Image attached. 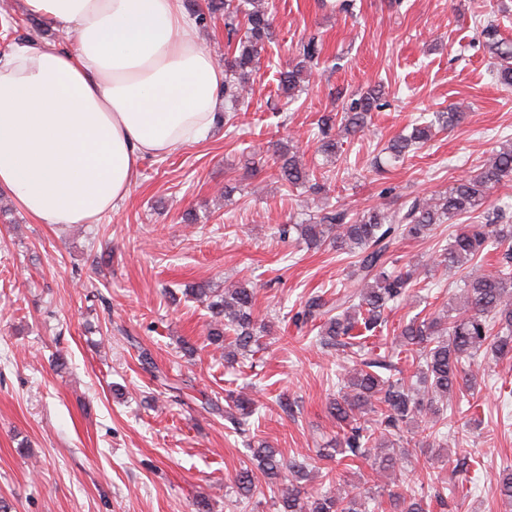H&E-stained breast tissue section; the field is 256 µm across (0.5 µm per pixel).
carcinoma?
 <instances>
[{
  "mask_svg": "<svg viewBox=\"0 0 512 512\" xmlns=\"http://www.w3.org/2000/svg\"><path fill=\"white\" fill-rule=\"evenodd\" d=\"M191 12L198 27L224 17L227 53L224 54V97L238 103L252 73L260 64L262 52L272 40V17L264 0H206L193 4ZM484 47L494 60L493 77L504 91L512 92V40L494 27L484 28ZM324 47L315 36L302 41L288 68L279 71L278 90L288 99L304 90L312 67L319 64ZM384 92L373 87L351 95L343 104L338 130L344 137L365 133L373 113L382 109ZM464 112L454 105L413 125L385 147L388 161L399 162L411 151L430 142L437 134L461 122ZM334 118L324 116L317 126L321 138L317 151L327 160L338 156L343 145L331 134ZM271 176L312 194L326 191L316 171L298 159V151L279 143ZM512 180V142L492 152L475 174L456 180L448 190L429 198L412 197L393 207L388 203L371 206L352 214L340 207H325L322 213L301 224H283L279 236L296 231L298 239L311 248L328 247L354 257L349 278L354 287L336 291L333 303L319 294L310 295L296 313L303 325L314 323L320 344L347 350L363 348L361 340L375 337L387 324L389 304L410 296L420 284L418 266L398 267L390 248L403 240H424L448 221L490 204L495 190ZM500 211L485 224H464L437 255L435 265L459 275V295L448 308L429 316H415L400 327L395 340L412 360L418 361L417 386L394 378L395 365L385 356L358 355L344 374L343 387L329 402V413L342 429L336 447L327 448L323 458L333 454L370 463L371 470L384 481L363 492L341 474L329 479L325 491L306 488L313 466L309 457L299 454L284 458L265 442L251 448L252 463L271 483H280L275 496L276 512H368L367 505H380L377 497L388 495L393 512H430L432 498L424 487L409 489V474L420 461H411L405 452L392 450L394 443L408 441L407 434L422 427L428 438L448 434L454 414L438 416L437 404L458 392L461 398L474 395L476 379L472 365L480 355L501 359L512 355V224L504 222ZM499 254L500 269L482 270L489 251ZM191 294L205 303L212 318L207 340L222 351L224 360L235 362L260 347L268 325L254 315L257 288L249 283L217 293L197 287ZM254 399L239 393L231 398L226 417L242 429L255 411ZM256 485L253 470L237 476L235 493L241 499L253 496Z\"/></svg>",
  "mask_w": 512,
  "mask_h": 512,
  "instance_id": "cac0c4a2",
  "label": "carcinoma"
}]
</instances>
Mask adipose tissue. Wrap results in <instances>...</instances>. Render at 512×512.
<instances>
[{"label": "adipose tissue", "mask_w": 512, "mask_h": 512, "mask_svg": "<svg viewBox=\"0 0 512 512\" xmlns=\"http://www.w3.org/2000/svg\"><path fill=\"white\" fill-rule=\"evenodd\" d=\"M74 43L0 55V189L40 224H90L127 201L145 158L215 124L224 69L181 0H21Z\"/></svg>", "instance_id": "1"}]
</instances>
